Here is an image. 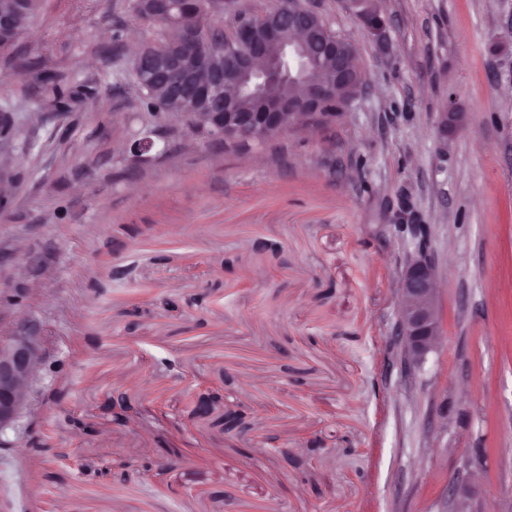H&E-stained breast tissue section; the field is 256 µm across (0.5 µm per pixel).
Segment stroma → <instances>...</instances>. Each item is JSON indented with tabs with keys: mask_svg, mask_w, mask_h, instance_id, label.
Here are the masks:
<instances>
[{
	"mask_svg": "<svg viewBox=\"0 0 512 512\" xmlns=\"http://www.w3.org/2000/svg\"><path fill=\"white\" fill-rule=\"evenodd\" d=\"M219 2L207 23L227 29L283 0ZM301 2L366 88L326 129L247 147L141 107L112 34L172 28L132 0H39L0 53V333L34 320L63 363L28 445L0 453V512H446L461 483L473 512H512V0H372L379 34L353 0ZM404 211L441 283L410 379L390 341ZM199 396L211 417L190 418Z\"/></svg>",
	"mask_w": 512,
	"mask_h": 512,
	"instance_id": "obj_1",
	"label": "stroma"
}]
</instances>
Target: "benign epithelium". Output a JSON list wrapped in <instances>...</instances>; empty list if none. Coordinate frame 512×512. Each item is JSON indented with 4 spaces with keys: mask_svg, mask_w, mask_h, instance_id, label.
Wrapping results in <instances>:
<instances>
[{
    "mask_svg": "<svg viewBox=\"0 0 512 512\" xmlns=\"http://www.w3.org/2000/svg\"><path fill=\"white\" fill-rule=\"evenodd\" d=\"M136 4L149 15L180 21L173 0H136ZM23 6L24 0H15L12 9L0 13V37L12 31L15 14ZM282 13L299 32L306 29V21L319 18L312 10L300 13L291 5L284 7ZM323 31L325 55L332 61L333 69L329 80L316 82L308 76L313 61L304 58L300 51L303 41L298 37L282 40L277 26L268 27L261 38L248 22L240 23L227 36L220 29H213L204 39L198 37L195 28L185 29L182 43L167 51L173 89L193 85V103L206 104L232 79L236 89L249 93L258 105L256 112H188L186 116L216 145L243 139L259 142L273 130L282 133L299 125H331L336 118L327 108L336 100V90L347 88L353 91L355 99L365 81L347 41L326 27ZM272 44L278 46L274 54L269 50ZM288 82L301 85L304 93L286 99L274 92V88ZM13 137L12 113L1 109L0 151ZM410 230L415 243L400 272L397 321L392 333L409 375L421 366L441 336L438 268L429 227L412 224ZM47 365L42 339L30 321L18 323L11 335L0 336V451L15 448L23 441L21 419L34 404V387L48 373ZM469 497L468 486L453 488L451 512H470Z\"/></svg>",
    "mask_w": 512,
    "mask_h": 512,
    "instance_id": "1",
    "label": "benign epithelium"
}]
</instances>
